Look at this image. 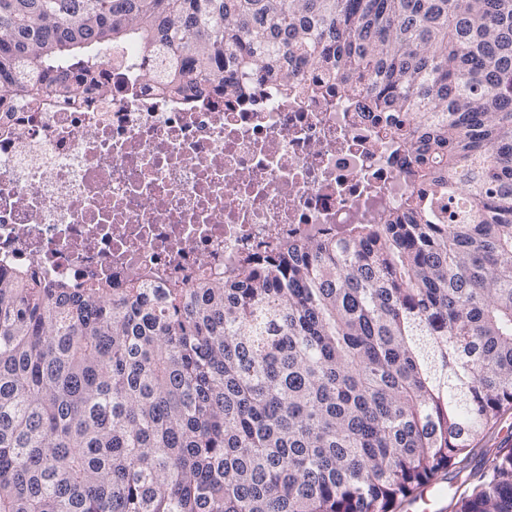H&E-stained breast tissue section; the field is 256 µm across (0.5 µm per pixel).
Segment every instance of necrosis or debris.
<instances>
[{
    "label": "necrosis or debris",
    "mask_w": 512,
    "mask_h": 512,
    "mask_svg": "<svg viewBox=\"0 0 512 512\" xmlns=\"http://www.w3.org/2000/svg\"><path fill=\"white\" fill-rule=\"evenodd\" d=\"M112 92L0 113V268L153 288L233 272L258 248L385 224L415 190L410 156L336 92L186 100L143 55L105 50Z\"/></svg>",
    "instance_id": "obj_1"
}]
</instances>
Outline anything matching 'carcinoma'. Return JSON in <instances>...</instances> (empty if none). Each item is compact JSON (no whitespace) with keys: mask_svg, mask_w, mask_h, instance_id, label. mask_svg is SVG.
Segmentation results:
<instances>
[{"mask_svg":"<svg viewBox=\"0 0 512 512\" xmlns=\"http://www.w3.org/2000/svg\"><path fill=\"white\" fill-rule=\"evenodd\" d=\"M0 0V102L161 49L162 95L335 90L412 153L387 224L193 288L0 270V512H512V0ZM310 65L316 78L298 81ZM506 444L512 447V411L504 416L499 425L490 429L483 440L477 445L475 454L468 460V470L477 469L483 461L485 449L499 448ZM481 448V449H480ZM443 483L442 485L444 487H450L451 486V494L448 497V489H446V492H440L435 489L434 485L428 486L424 494L421 498L414 500V501H406L403 503V508L405 512H423L422 510H425L423 508V505H428L429 503H434L435 505H438L442 503L446 498H448V504L450 502L451 496L453 492L456 489V483L454 479V473H446L443 476L442 479Z\"/></svg>","mask_w":512,"mask_h":512,"instance_id":"carcinoma-1","label":"carcinoma"}]
</instances>
